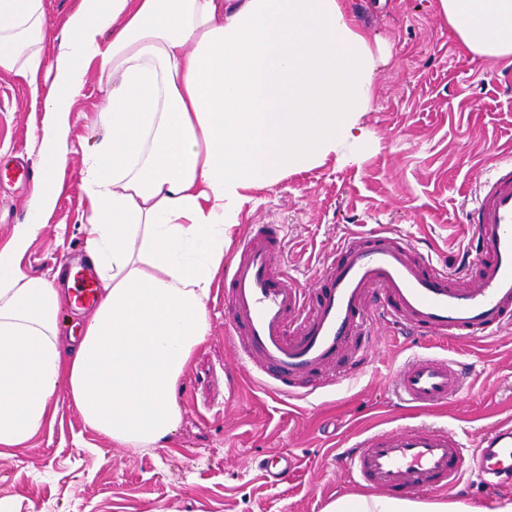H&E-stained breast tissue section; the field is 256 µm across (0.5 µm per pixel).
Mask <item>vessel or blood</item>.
I'll return each instance as SVG.
<instances>
[{"instance_id":"obj_1","label":"vessel or blood","mask_w":512,"mask_h":512,"mask_svg":"<svg viewBox=\"0 0 512 512\" xmlns=\"http://www.w3.org/2000/svg\"><path fill=\"white\" fill-rule=\"evenodd\" d=\"M476 250L455 271L409 239L382 231L348 234L321 276L300 285L279 256L283 227L252 225L225 270L224 329L241 363L269 394L296 399L360 369L374 343L373 320L439 341L485 340L512 325V155L490 160L465 209ZM466 376L438 355L407 359L392 378L400 404L432 408L455 398ZM359 486L389 498L456 485L465 464L487 484L512 470V426L487 433L467 452L445 427L404 425L364 435L339 453ZM295 457L271 454L262 466L280 481Z\"/></svg>"}]
</instances>
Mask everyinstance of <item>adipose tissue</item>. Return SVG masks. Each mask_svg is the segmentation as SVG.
<instances>
[{"label":"adipose tissue","mask_w":512,"mask_h":512,"mask_svg":"<svg viewBox=\"0 0 512 512\" xmlns=\"http://www.w3.org/2000/svg\"><path fill=\"white\" fill-rule=\"evenodd\" d=\"M472 54L512 65V0H439ZM44 0H0V73L45 112L42 176L0 247V449L52 426L66 392L85 426L125 448H161L182 418L177 388L210 331L224 230L266 188L359 142L381 49L347 0H77L53 62ZM105 84L103 135L81 172L97 305L78 335L59 314L72 272L21 265L57 204L72 112L90 67ZM325 512H485L448 500L337 498Z\"/></svg>","instance_id":"obj_1"}]
</instances>
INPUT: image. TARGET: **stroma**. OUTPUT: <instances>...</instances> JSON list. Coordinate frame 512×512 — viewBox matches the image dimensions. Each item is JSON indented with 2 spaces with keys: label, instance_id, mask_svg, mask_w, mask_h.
I'll return each mask as SVG.
<instances>
[{
  "label": "stroma",
  "instance_id": "1",
  "mask_svg": "<svg viewBox=\"0 0 512 512\" xmlns=\"http://www.w3.org/2000/svg\"><path fill=\"white\" fill-rule=\"evenodd\" d=\"M353 17L387 52L371 107L359 118L367 150L343 148L321 166L247 190L227 241L236 244L251 224L284 225L281 259L303 283L321 273L345 236L362 230L407 236L457 269L474 246L465 201L485 162L512 152V66L463 50L438 0H354ZM105 108L93 67L73 106L74 146L57 206L22 259L30 274L85 260L81 170L102 135ZM42 119L27 85L0 73V246L27 216L37 177L29 144ZM208 311L210 332L180 381L182 420L165 447L112 444L86 429L76 407L58 395L53 427L0 457V501L9 512H324L336 498L359 493L336 454L367 430L434 424L473 448L512 421V328L489 341L449 344L383 328L361 372L282 401L239 370L224 334L223 289H214ZM416 354L466 362L472 378L447 406H400L391 375ZM278 452L297 460L283 482L256 465ZM421 497L462 498L495 512L512 500V489L488 493L467 471L454 489Z\"/></svg>",
  "mask_w": 512,
  "mask_h": 512
}]
</instances>
